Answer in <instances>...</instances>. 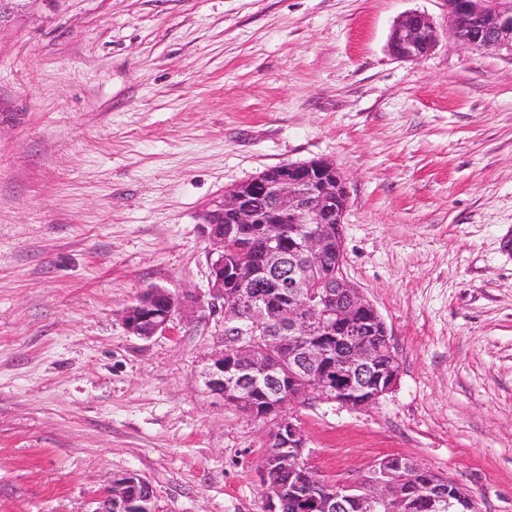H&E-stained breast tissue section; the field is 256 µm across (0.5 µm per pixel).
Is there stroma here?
I'll return each instance as SVG.
<instances>
[{"mask_svg":"<svg viewBox=\"0 0 512 512\" xmlns=\"http://www.w3.org/2000/svg\"><path fill=\"white\" fill-rule=\"evenodd\" d=\"M421 12L416 61L388 50ZM334 162L344 272L400 379L291 405L326 480L392 454L512 512V53L447 0H16L0 20V512H95L134 471L155 512H265L264 422L212 395L224 347L203 215L264 170ZM201 306L141 339L151 287ZM438 40L436 27L423 13L404 16L393 28L389 47L393 57L412 61L429 54Z\"/></svg>","mask_w":512,"mask_h":512,"instance_id":"stroma-1","label":"stroma"}]
</instances>
